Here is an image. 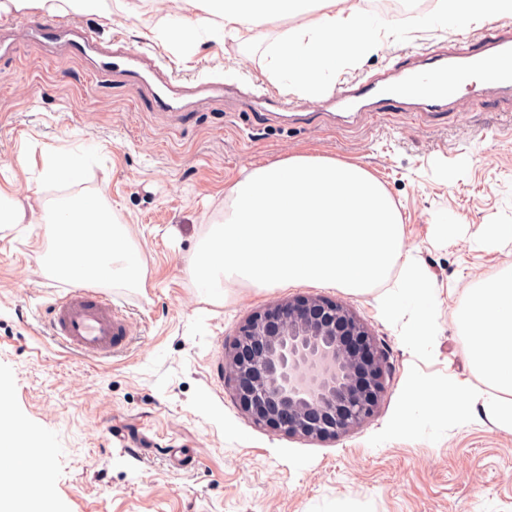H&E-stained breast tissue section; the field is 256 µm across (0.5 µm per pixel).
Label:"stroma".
I'll list each match as a JSON object with an SVG mask.
<instances>
[{
    "label": "stroma",
    "instance_id": "35a3bbf8",
    "mask_svg": "<svg viewBox=\"0 0 512 512\" xmlns=\"http://www.w3.org/2000/svg\"><path fill=\"white\" fill-rule=\"evenodd\" d=\"M39 11L0 12V186L17 198L53 202L104 193L146 261L140 288L103 284L131 322L126 352L89 359L42 332L64 282L45 268L40 224L0 226V399L54 455L48 483L32 488L31 512H512V434L476 411L438 417L423 432L389 435L405 415L411 384L447 379L488 390L462 350L456 317L493 274H512V244L483 247L486 224H512V101L463 92L426 115L402 108L338 112L322 96H297L291 112H259L222 97L175 115L149 94L131 95L86 61L24 39ZM302 12L254 28L248 40L173 53L121 10L76 16L102 44L164 59L175 76L268 85L267 47ZM396 31L344 69L373 76L409 52L452 47L459 27L388 15ZM89 153L77 186L46 183L42 160L59 148ZM294 155L359 165L388 191L401 215L403 251L431 274L437 297L434 358L417 361L380 300L398 284L353 296L316 284L260 290L228 284L221 299L198 293L187 260L230 203L243 171ZM303 295L351 305L387 361L377 412L335 439H306L254 423L227 386L224 349L254 312Z\"/></svg>",
    "mask_w": 512,
    "mask_h": 512
}]
</instances>
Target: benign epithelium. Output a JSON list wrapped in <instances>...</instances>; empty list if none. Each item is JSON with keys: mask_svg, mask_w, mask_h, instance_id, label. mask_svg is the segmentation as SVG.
<instances>
[{"mask_svg": "<svg viewBox=\"0 0 512 512\" xmlns=\"http://www.w3.org/2000/svg\"><path fill=\"white\" fill-rule=\"evenodd\" d=\"M224 358L252 420L290 436L334 439L371 418L387 363L352 307L297 296L255 312Z\"/></svg>", "mask_w": 512, "mask_h": 512, "instance_id": "benign-epithelium-1", "label": "benign epithelium"}]
</instances>
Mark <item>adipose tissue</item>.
<instances>
[{"mask_svg":"<svg viewBox=\"0 0 512 512\" xmlns=\"http://www.w3.org/2000/svg\"><path fill=\"white\" fill-rule=\"evenodd\" d=\"M191 16L175 15L155 31L169 48L186 43L223 44L251 27L273 23L295 10L311 12L307 24L284 31L268 49L266 74L303 95H317L335 82L343 68L373 51L391 29L376 13L337 8V0H185ZM39 10L50 14L109 15L111 0H0V11ZM512 16V0H447L423 24L448 28L469 18ZM49 248L43 261L58 278L72 283L98 282L127 288L142 287L146 265L127 225L98 195H74L42 210ZM457 322L466 337L463 354L493 388L481 402L484 415L499 430L512 433V278L483 280L459 311ZM404 429L418 430L434 417L433 398L454 407L457 419H467L474 399L471 387L456 381L434 389L415 384Z\"/></svg>","mask_w":512,"mask_h":512,"instance_id":"adipose-tissue-1","label":"adipose tissue"}]
</instances>
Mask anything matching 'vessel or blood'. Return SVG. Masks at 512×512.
<instances>
[{
  "instance_id": "b4317fda",
  "label": "vessel or blood",
  "mask_w": 512,
  "mask_h": 512,
  "mask_svg": "<svg viewBox=\"0 0 512 512\" xmlns=\"http://www.w3.org/2000/svg\"><path fill=\"white\" fill-rule=\"evenodd\" d=\"M28 30L36 41L60 42L72 56L93 58L98 72L122 78L131 91H149L155 105L168 112L185 111L189 97L224 93L216 84L177 82L164 75L154 57L127 49L121 38H114L113 49L103 48L95 35L75 23L40 20L30 23ZM461 42V49L443 56L416 51V68L395 67L376 78L338 84L326 105L341 112L362 108L383 112L404 104L410 95L417 99L418 109L437 112L475 74L481 77V87L512 93V30L492 24L479 45H472L466 36ZM47 326L55 341L88 358L121 353L130 341L127 319L111 298L88 284L69 289L49 306Z\"/></svg>"
}]
</instances>
